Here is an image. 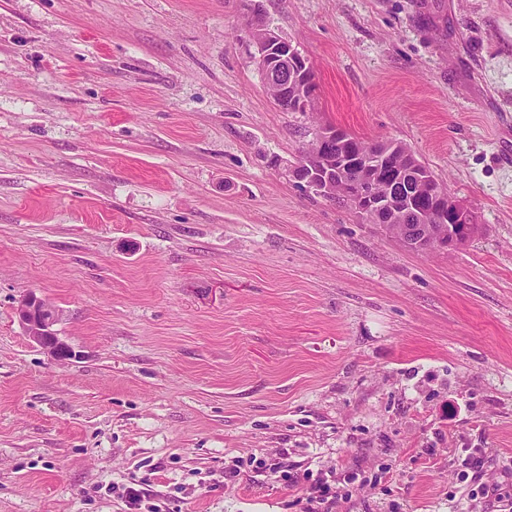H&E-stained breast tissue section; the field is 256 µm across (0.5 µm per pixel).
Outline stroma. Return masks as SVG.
Returning <instances> with one entry per match:
<instances>
[{"label": "stroma", "instance_id": "stroma-1", "mask_svg": "<svg viewBox=\"0 0 512 512\" xmlns=\"http://www.w3.org/2000/svg\"><path fill=\"white\" fill-rule=\"evenodd\" d=\"M256 2L314 111L274 103L244 0H0V512H306L324 474L333 512L512 502V0ZM327 126L479 231L413 251L300 187ZM17 313L29 339L46 350L55 361L67 363L76 357L73 348L63 341L53 328L59 320V312L34 292L22 296Z\"/></svg>", "mask_w": 512, "mask_h": 512}]
</instances>
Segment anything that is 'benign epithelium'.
Listing matches in <instances>:
<instances>
[{
    "label": "benign epithelium",
    "mask_w": 512,
    "mask_h": 512,
    "mask_svg": "<svg viewBox=\"0 0 512 512\" xmlns=\"http://www.w3.org/2000/svg\"><path fill=\"white\" fill-rule=\"evenodd\" d=\"M247 30L255 57L273 98L299 112L315 108L317 89L307 59L288 40L272 30L256 7L249 8ZM397 143H374L367 152L344 130L323 127L292 170L298 182L332 202L341 200L370 224L390 233L409 223L399 239L410 249L452 251L478 227L475 213L411 154L396 160ZM19 321L29 339L60 363L76 357L73 348L54 329L59 312L33 292L17 306Z\"/></svg>",
    "instance_id": "1"
}]
</instances>
